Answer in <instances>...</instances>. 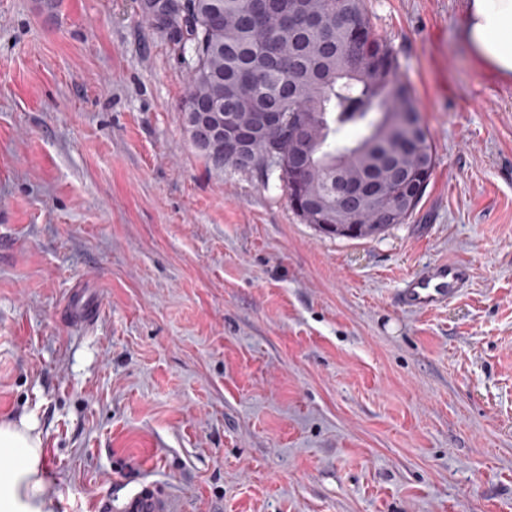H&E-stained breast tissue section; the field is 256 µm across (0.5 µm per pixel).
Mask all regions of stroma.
Returning a JSON list of instances; mask_svg holds the SVG:
<instances>
[{"mask_svg": "<svg viewBox=\"0 0 512 512\" xmlns=\"http://www.w3.org/2000/svg\"><path fill=\"white\" fill-rule=\"evenodd\" d=\"M140 3L0 0V421H37L56 512L143 482L174 512H512V81L465 0H365L435 169L364 240L206 164ZM447 259L468 288L401 308ZM469 267L463 262H435L412 274L400 291V302L410 311L426 312L456 298L468 285Z\"/></svg>", "mask_w": 512, "mask_h": 512, "instance_id": "obj_1", "label": "stroma"}]
</instances>
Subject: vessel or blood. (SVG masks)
Instances as JSON below:
<instances>
[{
	"mask_svg": "<svg viewBox=\"0 0 512 512\" xmlns=\"http://www.w3.org/2000/svg\"><path fill=\"white\" fill-rule=\"evenodd\" d=\"M469 268L462 262H435L412 274L400 291L404 308L426 312L456 298L468 285ZM171 499L153 485H143L128 496L124 512H172Z\"/></svg>",
	"mask_w": 512,
	"mask_h": 512,
	"instance_id": "obj_1",
	"label": "vessel or blood"
}]
</instances>
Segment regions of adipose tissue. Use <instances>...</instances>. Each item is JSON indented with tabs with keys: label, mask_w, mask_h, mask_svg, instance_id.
<instances>
[{
	"label": "adipose tissue",
	"mask_w": 512,
	"mask_h": 512,
	"mask_svg": "<svg viewBox=\"0 0 512 512\" xmlns=\"http://www.w3.org/2000/svg\"><path fill=\"white\" fill-rule=\"evenodd\" d=\"M460 35L482 68L512 80V0H467ZM43 463L33 418L0 421V512H54Z\"/></svg>",
	"instance_id": "1"
}]
</instances>
